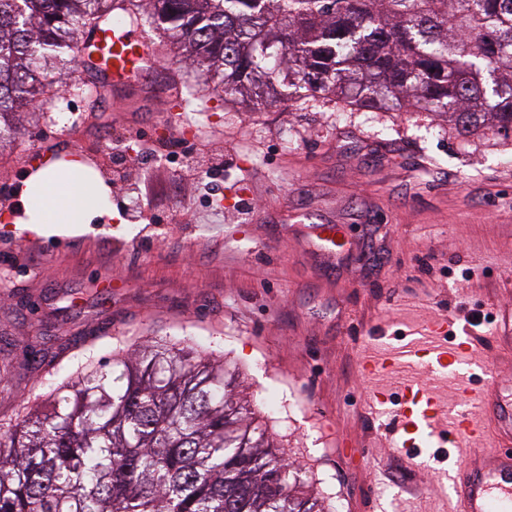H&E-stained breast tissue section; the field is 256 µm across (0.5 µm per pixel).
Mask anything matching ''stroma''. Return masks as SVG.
Here are the masks:
<instances>
[{"label":"stroma","instance_id":"obj_1","mask_svg":"<svg viewBox=\"0 0 512 512\" xmlns=\"http://www.w3.org/2000/svg\"><path fill=\"white\" fill-rule=\"evenodd\" d=\"M169 115L162 88L103 101L87 82L0 149V191L50 145L53 158L91 162L123 218L22 241L0 208V420L145 338H190L236 366L257 417L332 512H448L461 450L419 435L407 463L391 422L406 381L437 390L442 429L477 408L461 405V379L478 393L512 386V355L488 343L512 305V138L462 139L422 112H342L322 99L250 112L214 97L191 116L188 153L156 155L162 206L186 214L149 227L139 160L112 131L166 139ZM219 160L211 213L191 181ZM242 198L255 207L245 222ZM302 213L344 225L346 249L331 260L310 247ZM442 317L474 336L468 366L434 373L404 358L364 376L363 357L398 351ZM376 387L391 399L375 411Z\"/></svg>","mask_w":512,"mask_h":512}]
</instances>
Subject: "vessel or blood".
Here are the masks:
<instances>
[{
	"label": "vessel or blood",
	"instance_id": "1",
	"mask_svg": "<svg viewBox=\"0 0 512 512\" xmlns=\"http://www.w3.org/2000/svg\"><path fill=\"white\" fill-rule=\"evenodd\" d=\"M87 42L99 46L101 76L113 91L129 88L151 94L145 79L148 71L158 68L160 61L151 37L135 22L128 21L113 29L89 31ZM316 249L330 255L342 252L345 237L341 226L312 224ZM441 407L431 390L418 387L398 414V423L406 433L405 447H412L413 434L434 430ZM490 430L498 441L496 454L479 461L466 462L451 478L452 512H512V397L502 389L484 391L479 415L462 411L449 422L445 435L449 443L474 437Z\"/></svg>",
	"mask_w": 512,
	"mask_h": 512
}]
</instances>
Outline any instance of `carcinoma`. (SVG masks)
Instances as JSON below:
<instances>
[{
	"label": "carcinoma",
	"mask_w": 512,
	"mask_h": 512,
	"mask_svg": "<svg viewBox=\"0 0 512 512\" xmlns=\"http://www.w3.org/2000/svg\"><path fill=\"white\" fill-rule=\"evenodd\" d=\"M163 32L197 84L257 112L323 98L512 133V0H0V144L97 68L86 28ZM224 357L146 339L0 423V512H328Z\"/></svg>",
	"instance_id": "1"
}]
</instances>
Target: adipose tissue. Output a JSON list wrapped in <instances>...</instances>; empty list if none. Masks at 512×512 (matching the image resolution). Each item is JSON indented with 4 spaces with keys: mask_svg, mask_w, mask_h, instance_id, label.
<instances>
[{
    "mask_svg": "<svg viewBox=\"0 0 512 512\" xmlns=\"http://www.w3.org/2000/svg\"><path fill=\"white\" fill-rule=\"evenodd\" d=\"M109 195L108 186L91 181L80 157L48 163L23 181V227L35 235L85 227L111 214Z\"/></svg>",
    "mask_w": 512,
    "mask_h": 512,
    "instance_id": "adipose-tissue-1",
    "label": "adipose tissue"
}]
</instances>
